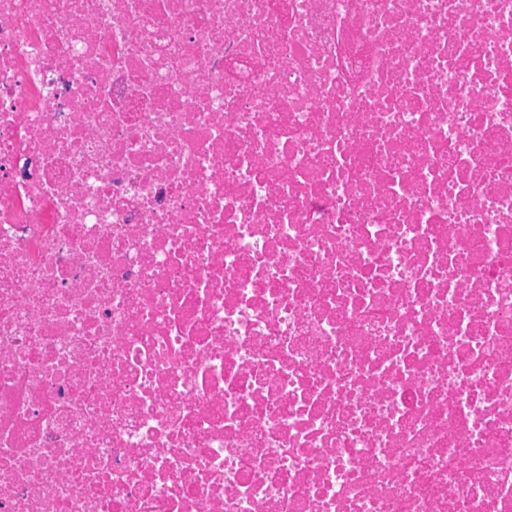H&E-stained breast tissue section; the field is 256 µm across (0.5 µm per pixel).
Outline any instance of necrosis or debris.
Returning a JSON list of instances; mask_svg holds the SVG:
<instances>
[{
    "instance_id": "1",
    "label": "necrosis or debris",
    "mask_w": 512,
    "mask_h": 512,
    "mask_svg": "<svg viewBox=\"0 0 512 512\" xmlns=\"http://www.w3.org/2000/svg\"><path fill=\"white\" fill-rule=\"evenodd\" d=\"M0 512H512V0H0Z\"/></svg>"
}]
</instances>
